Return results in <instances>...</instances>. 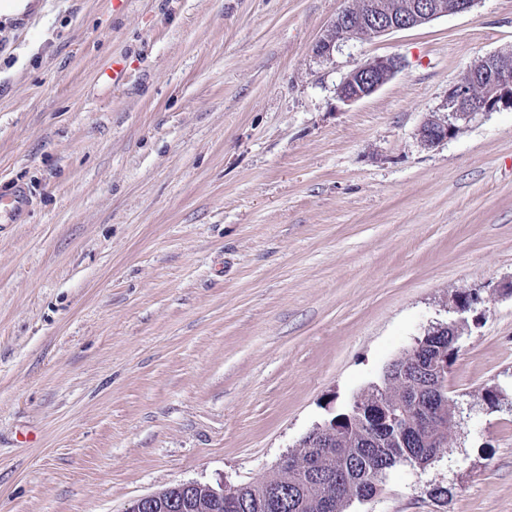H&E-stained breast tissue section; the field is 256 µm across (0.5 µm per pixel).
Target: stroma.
I'll return each instance as SVG.
<instances>
[{"mask_svg":"<svg viewBox=\"0 0 512 512\" xmlns=\"http://www.w3.org/2000/svg\"><path fill=\"white\" fill-rule=\"evenodd\" d=\"M112 2L0 16V192L34 194L0 224V512L261 480L464 292L445 448L347 512H512V108L419 137L512 0L328 57L343 0ZM400 58L395 55L377 57L353 70L339 85L337 98L351 104L377 92L400 70Z\"/></svg>","mask_w":512,"mask_h":512,"instance_id":"1","label":"stroma"}]
</instances>
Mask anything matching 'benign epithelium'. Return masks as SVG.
<instances>
[{"instance_id": "1", "label": "benign epithelium", "mask_w": 512, "mask_h": 512, "mask_svg": "<svg viewBox=\"0 0 512 512\" xmlns=\"http://www.w3.org/2000/svg\"><path fill=\"white\" fill-rule=\"evenodd\" d=\"M345 2L326 35L316 44V52L321 56L331 55L337 44L353 36H381L423 25L441 16L466 13L477 0H408L392 7L384 4V0ZM400 68V58L395 55L369 60L349 74L337 88L336 96L345 104L355 103L377 92ZM501 107H512L511 52L475 60L448 91L447 121L423 125L421 139L426 145L434 146L456 135L460 130L459 122L468 123ZM457 352L458 347L452 342L448 351L432 360V367L440 377H448L449 361ZM363 412L376 425L390 424L403 429L398 421L388 419L380 401L367 407L355 401L351 413Z\"/></svg>"}]
</instances>
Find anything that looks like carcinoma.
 Wrapping results in <instances>:
<instances>
[{"mask_svg":"<svg viewBox=\"0 0 512 512\" xmlns=\"http://www.w3.org/2000/svg\"><path fill=\"white\" fill-rule=\"evenodd\" d=\"M444 346L439 333L432 330L420 338V350L403 354L406 369H417L406 378L396 374L384 387H375L360 397L363 404L378 399L386 401V409L399 415L413 412L417 402L423 403L430 424L417 423L402 437L396 429L374 426L362 415H353L344 426L330 433L315 427L291 452L293 464L278 465L264 479L237 486L234 496L241 503V512H270L267 495L275 489L283 495L276 512H346L352 498L373 494L381 481L379 471L395 467V458L410 455L414 465L425 466L444 447L448 437V385L438 384L433 373L418 368L424 353H435ZM317 467L319 479L306 482L305 473ZM346 479L336 484V475ZM181 512H224V504L207 489L182 491L173 486L159 492L153 512H170L171 501Z\"/></svg>","mask_w":512,"mask_h":512,"instance_id":"cac0c4a2","label":"carcinoma"}]
</instances>
